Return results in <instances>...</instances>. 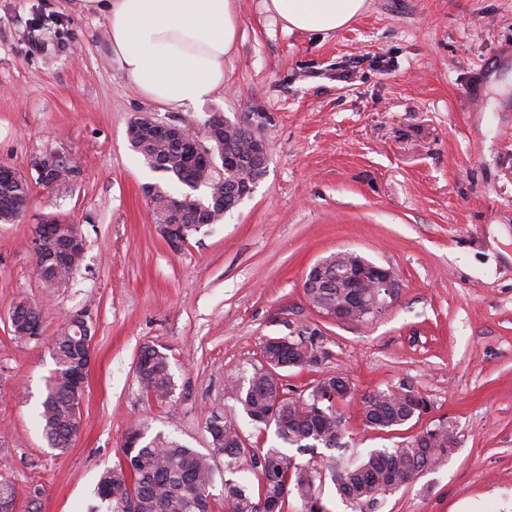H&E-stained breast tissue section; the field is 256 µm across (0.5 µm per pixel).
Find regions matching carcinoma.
<instances>
[{
	"label": "carcinoma",
	"mask_w": 512,
	"mask_h": 512,
	"mask_svg": "<svg viewBox=\"0 0 512 512\" xmlns=\"http://www.w3.org/2000/svg\"><path fill=\"white\" fill-rule=\"evenodd\" d=\"M134 151L149 167L163 170L171 180L189 188L179 197L185 202L206 203L213 192L208 178L183 168L176 157L177 149L156 141L148 132L142 134ZM204 190V196L194 195ZM32 182L0 184V200L7 196L31 197ZM77 225L45 224L41 236L50 244ZM16 326L14 338L27 340L26 332L33 324H42L40 310L26 302L14 308ZM82 327L67 320L51 343L56 369L47 388L40 412L45 437L51 448L64 450L77 437L82 416L70 380V369L79 355L75 333ZM139 378L145 392L159 401L171 396L173 379L166 354L153 347H145L139 355ZM297 357L288 353V345L270 339L263 342L261 359L251 365L246 379L232 378L228 386L243 414L255 425L274 428V435L282 444L299 450L319 445L327 449L345 447L342 416L333 407L332 397L343 401L355 395L351 379L336 372L322 378L312 387L308 397L286 392L279 370ZM430 408V402L419 393L401 390H379L370 394L362 419L374 430L402 426ZM211 451L227 457L229 470L241 466L246 448L242 446L236 421L226 415L213 416L207 426ZM424 432L414 435L397 448L371 451L362 461L331 459L330 477L341 498L352 512H366L376 505L378 497L404 486L415 471L426 465L434 467L448 455L454 445L453 434L444 430L429 434L425 446H419ZM122 453L130 462L129 468L117 465L99 478L96 495L107 504L106 512H122L119 503L131 497L138 504L137 512H212L210 488L215 471L210 467L209 455L200 453L161 433L147 437L146 432L134 429L127 433ZM250 467L256 470L259 481L258 497L240 485L228 487L224 495V512H283L286 499L295 494L303 503L305 512H315L313 488L322 480V472L313 461H296L277 447L251 451Z\"/></svg>",
	"instance_id": "carcinoma-1"
}]
</instances>
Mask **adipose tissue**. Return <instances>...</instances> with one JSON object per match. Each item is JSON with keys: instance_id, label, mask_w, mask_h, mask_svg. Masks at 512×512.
Returning a JSON list of instances; mask_svg holds the SVG:
<instances>
[{"instance_id": "ef3b65f1", "label": "adipose tissue", "mask_w": 512, "mask_h": 512, "mask_svg": "<svg viewBox=\"0 0 512 512\" xmlns=\"http://www.w3.org/2000/svg\"><path fill=\"white\" fill-rule=\"evenodd\" d=\"M105 14L111 57L139 93L170 108L224 87V58L238 32L232 0H82ZM366 0H264L288 30L333 34Z\"/></svg>"}]
</instances>
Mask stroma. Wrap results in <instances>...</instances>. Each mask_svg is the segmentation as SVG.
<instances>
[{"instance_id": "1", "label": "stroma", "mask_w": 512, "mask_h": 512, "mask_svg": "<svg viewBox=\"0 0 512 512\" xmlns=\"http://www.w3.org/2000/svg\"><path fill=\"white\" fill-rule=\"evenodd\" d=\"M235 47L224 88L164 108L111 63L103 15L78 0H0V164L29 173L56 153L80 172L34 186L29 213L0 224V477L18 512H88L132 427L209 452L206 426L236 409L225 387L262 343L287 337L327 351L285 369L294 394L347 373L339 404L347 455L364 458L443 422L447 459L386 495L376 512H512V0H367L331 35L290 31L263 0H233ZM258 127L271 144L252 195L173 250L143 192L185 188L130 147L142 113L203 125L210 113ZM45 215L78 225L79 271L49 287L28 248ZM352 251L392 268L397 301L381 317L337 322L307 299L311 267ZM42 315L16 340L19 302ZM87 311L94 360L71 447L49 448L39 412L56 365L49 346ZM169 359L158 402L135 369L144 346ZM411 388L431 407L376 431L361 395Z\"/></svg>"}]
</instances>
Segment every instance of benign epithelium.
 Returning a JSON list of instances; mask_svg holds the SVG:
<instances>
[{"label":"benign epithelium","instance_id":"obj_1","mask_svg":"<svg viewBox=\"0 0 512 512\" xmlns=\"http://www.w3.org/2000/svg\"><path fill=\"white\" fill-rule=\"evenodd\" d=\"M231 126L222 112H212L206 120L203 131H198L192 124L181 121L167 123L160 121L148 113L134 118L128 127V139H133L143 127H150L155 134L177 147L183 155L187 169L193 171L202 169L209 173L217 192L215 198H224L223 213L233 211L248 196L253 193L257 180L264 174L271 152L269 142L252 130L245 131L246 155L235 151L222 150L215 154L209 143L216 139V133ZM32 169L37 179L44 187L53 189L77 173L76 167L69 166L57 154L49 153L37 157L32 163ZM196 224L202 228L215 223L214 214L203 207L187 212L186 218L174 221H157L160 234L171 239L176 228L171 223ZM82 235L76 233L58 246L53 255V268L62 267L70 262L77 254L83 252ZM327 262H317L306 276L304 287L316 288L326 279ZM51 268V269H53ZM49 268H37L39 277L48 281ZM336 287L339 292V302L325 313V317L336 321L351 320L355 309H362L359 319L369 320L381 317L397 300L401 284L394 271L378 266L358 254H353V262L346 271L336 277ZM94 338L81 342L80 356L75 362L74 383L76 396L83 399L85 383L93 362Z\"/></svg>","mask_w":512,"mask_h":512}]
</instances>
